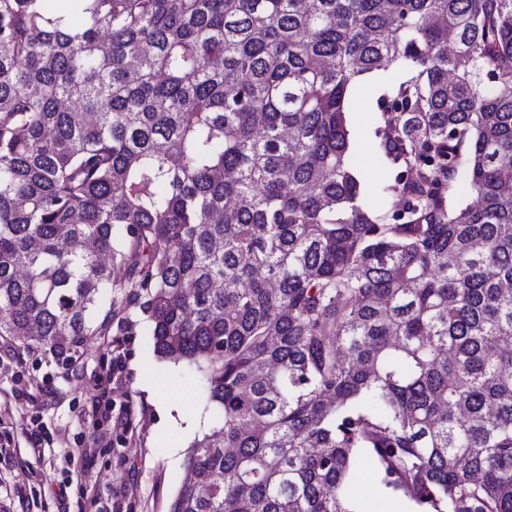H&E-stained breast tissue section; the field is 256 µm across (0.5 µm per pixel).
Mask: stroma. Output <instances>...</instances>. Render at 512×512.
Returning <instances> with one entry per match:
<instances>
[{
    "instance_id": "stroma-1",
    "label": "stroma",
    "mask_w": 512,
    "mask_h": 512,
    "mask_svg": "<svg viewBox=\"0 0 512 512\" xmlns=\"http://www.w3.org/2000/svg\"><path fill=\"white\" fill-rule=\"evenodd\" d=\"M401 72L379 70L345 99L352 151L360 157L362 205L377 207L394 173L384 162L376 129L388 107L391 85ZM145 297L105 293L95 320L106 325L72 365L41 351L17 358L16 341L0 338V438L11 456L0 460V512H43V503L63 494L81 512H109L123 501L128 512H168L184 476V458L194 438L207 431L211 413L199 396L200 381L183 364L160 359L150 335ZM124 305L106 321L112 304ZM109 402L110 419L84 418L97 401ZM40 427L41 456L30 451V433ZM95 448L91 459L82 449ZM92 478L84 480L81 469ZM369 493L365 512H416L414 504L380 486L372 466L359 474Z\"/></svg>"
}]
</instances>
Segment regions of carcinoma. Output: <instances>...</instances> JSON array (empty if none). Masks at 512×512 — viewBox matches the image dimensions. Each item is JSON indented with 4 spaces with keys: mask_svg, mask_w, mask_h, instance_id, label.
<instances>
[{
    "mask_svg": "<svg viewBox=\"0 0 512 512\" xmlns=\"http://www.w3.org/2000/svg\"><path fill=\"white\" fill-rule=\"evenodd\" d=\"M63 2L0 0V337L70 364L147 295L217 412L169 512H358L364 457L512 512V0ZM388 67L377 213L344 103Z\"/></svg>",
    "mask_w": 512,
    "mask_h": 512,
    "instance_id": "cac0c4a2",
    "label": "carcinoma"
}]
</instances>
